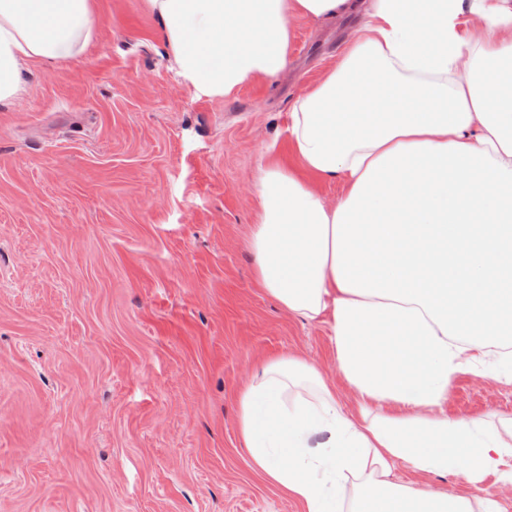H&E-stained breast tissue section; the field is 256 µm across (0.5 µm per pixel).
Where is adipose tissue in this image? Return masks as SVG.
<instances>
[{
	"instance_id": "1",
	"label": "adipose tissue",
	"mask_w": 512,
	"mask_h": 512,
	"mask_svg": "<svg viewBox=\"0 0 512 512\" xmlns=\"http://www.w3.org/2000/svg\"><path fill=\"white\" fill-rule=\"evenodd\" d=\"M146 7L179 74L220 98L284 69L295 18H368L295 99L297 164L261 169L248 239L259 288L327 325L355 405L304 357L267 359L238 397L253 469L303 512H505L396 471L512 485V417L446 411L459 375L512 381V0ZM95 26L92 0H0V102L28 63L81 55ZM317 179L341 181L336 203Z\"/></svg>"
}]
</instances>
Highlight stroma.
Listing matches in <instances>:
<instances>
[{
  "label": "stroma",
  "instance_id": "35a3bbf8",
  "mask_svg": "<svg viewBox=\"0 0 512 512\" xmlns=\"http://www.w3.org/2000/svg\"><path fill=\"white\" fill-rule=\"evenodd\" d=\"M83 55L29 64L0 103V512H301L255 473L237 399L264 359L336 369L327 325L255 283L260 168L344 49L293 22L277 78L212 97L144 0H92ZM512 416V382L459 375L452 418Z\"/></svg>",
  "mask_w": 512,
  "mask_h": 512
}]
</instances>
